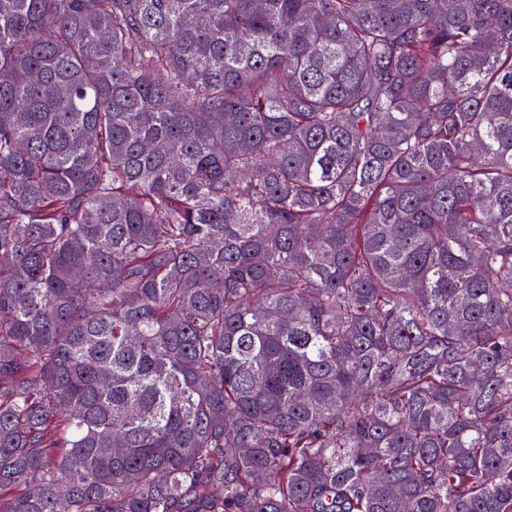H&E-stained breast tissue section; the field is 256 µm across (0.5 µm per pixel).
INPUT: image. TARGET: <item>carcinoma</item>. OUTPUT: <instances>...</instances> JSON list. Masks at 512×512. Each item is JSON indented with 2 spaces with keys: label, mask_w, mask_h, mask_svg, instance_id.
Segmentation results:
<instances>
[{
  "label": "carcinoma",
  "mask_w": 512,
  "mask_h": 512,
  "mask_svg": "<svg viewBox=\"0 0 512 512\" xmlns=\"http://www.w3.org/2000/svg\"><path fill=\"white\" fill-rule=\"evenodd\" d=\"M0 512H512V0H0Z\"/></svg>",
  "instance_id": "1"
}]
</instances>
